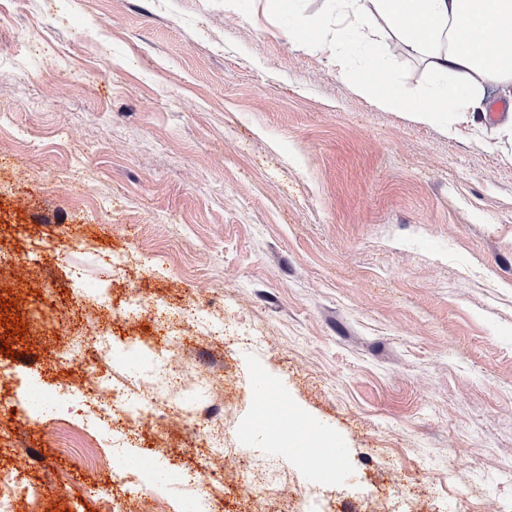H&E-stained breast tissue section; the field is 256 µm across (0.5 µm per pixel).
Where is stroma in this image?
I'll return each mask as SVG.
<instances>
[{"label":"stroma","mask_w":512,"mask_h":512,"mask_svg":"<svg viewBox=\"0 0 512 512\" xmlns=\"http://www.w3.org/2000/svg\"><path fill=\"white\" fill-rule=\"evenodd\" d=\"M384 60L417 98L435 77L385 27ZM149 301L192 300L236 336H181L220 407L222 481L201 485L238 512L226 481L235 451L278 459L270 512L327 483L325 512H364L392 470L416 480L415 512H512V139L487 121L456 136L377 106L311 42L288 40L275 0H0V300L27 333L9 340L0 383V471L41 487L14 512H172L151 485L197 466L207 448L158 417L107 460L98 441L32 420L23 382L66 381L59 355L83 326L112 334L113 378L147 369L131 337L160 336L124 315L127 290L100 288L112 253ZM275 390L267 431L255 373ZM338 431L339 474L278 452L293 412ZM154 454L157 470L132 460ZM456 468H449V461Z\"/></svg>","instance_id":"1"}]
</instances>
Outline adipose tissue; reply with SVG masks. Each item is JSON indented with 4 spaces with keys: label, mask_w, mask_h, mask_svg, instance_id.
<instances>
[{
    "label": "adipose tissue",
    "mask_w": 512,
    "mask_h": 512,
    "mask_svg": "<svg viewBox=\"0 0 512 512\" xmlns=\"http://www.w3.org/2000/svg\"><path fill=\"white\" fill-rule=\"evenodd\" d=\"M378 19L403 48L424 56L440 81L422 97L403 95L383 63L381 43L366 35L355 86L377 91L383 107L421 123L446 124L453 135L458 123L484 112L490 90L512 94V39L500 36L512 27V0H336L326 20L333 36L321 46L335 56L339 73L350 72L340 50L343 32Z\"/></svg>",
    "instance_id": "obj_1"
}]
</instances>
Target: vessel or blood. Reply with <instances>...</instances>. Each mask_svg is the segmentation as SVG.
<instances>
[{
    "mask_svg": "<svg viewBox=\"0 0 512 512\" xmlns=\"http://www.w3.org/2000/svg\"><path fill=\"white\" fill-rule=\"evenodd\" d=\"M282 451L312 471L323 466L325 459H339L343 456L338 434L319 427L303 415L289 416L284 430Z\"/></svg>",
    "mask_w": 512,
    "mask_h": 512,
    "instance_id": "1",
    "label": "vessel or blood"
}]
</instances>
